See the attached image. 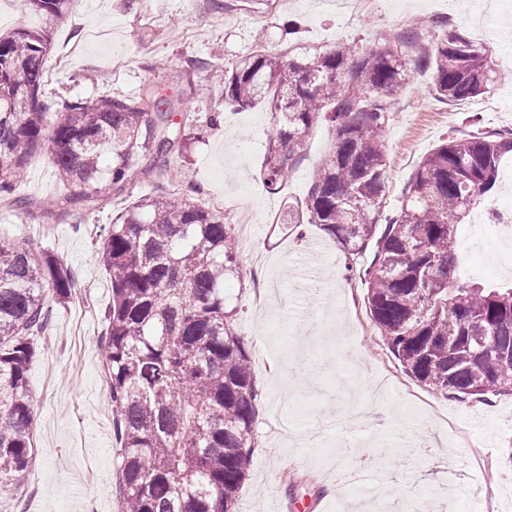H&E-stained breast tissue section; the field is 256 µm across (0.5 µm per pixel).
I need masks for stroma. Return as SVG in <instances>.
Segmentation results:
<instances>
[{
  "instance_id": "1",
  "label": "stroma",
  "mask_w": 512,
  "mask_h": 512,
  "mask_svg": "<svg viewBox=\"0 0 512 512\" xmlns=\"http://www.w3.org/2000/svg\"><path fill=\"white\" fill-rule=\"evenodd\" d=\"M76 0L53 30L45 64L46 97L92 98L144 91L182 99V120L196 138L172 157V180L136 175L122 193L91 194L83 206L65 189L45 151L29 160L18 195L47 199L51 215L26 213L0 200V237L24 241L75 275L70 301L54 306L50 330L29 367L37 466L20 506L0 512H121L115 477L120 446L112 428L110 380L101 338L111 302L110 278L96 254L100 236L139 197L195 185L192 203L220 207L239 226L249 212L255 253L240 252L246 284L231 282L235 330L251 352L261 401L256 447L238 494L239 512H512V395L459 400L409 378L373 328L357 272L339 244L312 224L279 226L284 201L302 198L333 144L316 127L280 194L261 180L271 131L266 107L224 104V73L258 45L359 47L393 40L432 21L479 42L495 64L487 91L462 102L439 99L431 73L412 74L393 100L384 132L387 198L398 206L420 160L471 121L512 129V0L492 16L476 0H372L361 12L351 0ZM297 34H285V21ZM201 61L192 70L191 61ZM217 112L221 123L203 124ZM460 270L485 285L512 284L495 253L471 245L458 228ZM266 289L257 308L255 284ZM479 485L487 500L471 495Z\"/></svg>"
}]
</instances>
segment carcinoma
Returning <instances> with one entry per match:
<instances>
[{
  "instance_id": "cac0c4a2",
  "label": "carcinoma",
  "mask_w": 512,
  "mask_h": 512,
  "mask_svg": "<svg viewBox=\"0 0 512 512\" xmlns=\"http://www.w3.org/2000/svg\"><path fill=\"white\" fill-rule=\"evenodd\" d=\"M74 0H25L38 25L0 32V196L31 212L53 205L15 194L28 160L47 148L71 204L89 192L124 190L131 173L162 178L187 147L171 97L107 94L41 99L53 26ZM427 46L413 33L383 46L314 53L262 49L224 76V105L265 103L272 133L262 168L281 192L314 127L334 145L282 224H314L354 259L367 249L365 302L373 327L405 373L459 398L512 395V287L488 288L457 272L462 220L495 189L512 131L448 136L416 167L397 210L386 208L383 131L390 103L418 70L451 102L493 82L486 49L435 23ZM58 112L51 132L44 119ZM150 163L136 168L139 159ZM112 301L102 341L112 420L122 452V512H236L254 450L259 393L251 354L236 335L227 286L242 281L234 230L224 212L145 196L109 225L97 252ZM74 276L58 260L0 237V498L11 499L33 464L28 369L50 304L69 302Z\"/></svg>"
}]
</instances>
